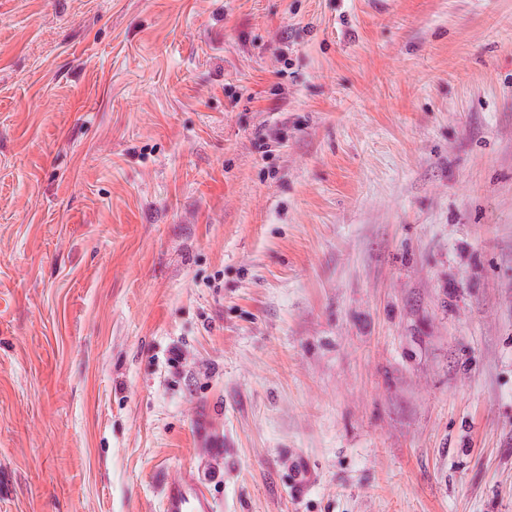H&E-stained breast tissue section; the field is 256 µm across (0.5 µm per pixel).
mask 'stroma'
Segmentation results:
<instances>
[{
	"label": "stroma",
	"instance_id": "stroma-1",
	"mask_svg": "<svg viewBox=\"0 0 512 512\" xmlns=\"http://www.w3.org/2000/svg\"><path fill=\"white\" fill-rule=\"evenodd\" d=\"M370 3L0 0V512H512V0ZM165 512H214L215 508L200 479L187 478L172 483L166 491Z\"/></svg>",
	"mask_w": 512,
	"mask_h": 512
}]
</instances>
